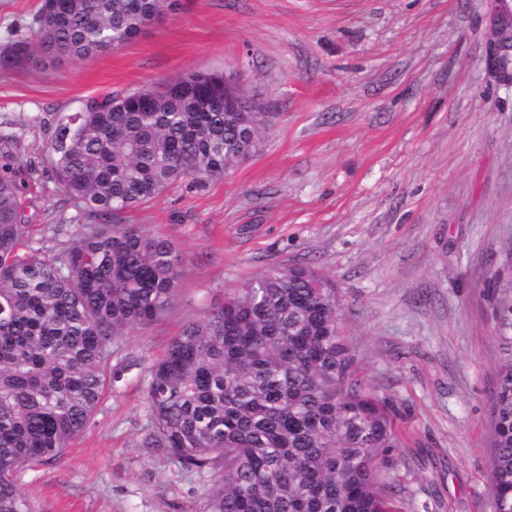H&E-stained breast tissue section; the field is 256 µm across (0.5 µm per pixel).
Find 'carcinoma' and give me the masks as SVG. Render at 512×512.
Returning a JSON list of instances; mask_svg holds the SVG:
<instances>
[{
	"label": "carcinoma",
	"mask_w": 512,
	"mask_h": 512,
	"mask_svg": "<svg viewBox=\"0 0 512 512\" xmlns=\"http://www.w3.org/2000/svg\"><path fill=\"white\" fill-rule=\"evenodd\" d=\"M175 0H42L34 43L0 67L42 56L82 60L127 43ZM207 107L163 83L87 105L59 122L51 167L101 219L52 259L22 252L29 233L20 160L0 148V512H37L20 483L59 458L101 399L112 345L162 315L184 260L167 239L117 215L190 179L239 163L240 113L224 111L223 76ZM502 349L490 401L492 512H512V292L498 302ZM144 444L188 471L212 472L203 512H396L380 460L400 436L362 378L342 332L335 285L304 264L267 271L224 293L150 368Z\"/></svg>",
	"instance_id": "cac0c4a2"
}]
</instances>
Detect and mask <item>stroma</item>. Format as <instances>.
<instances>
[{
	"label": "stroma",
	"instance_id": "1",
	"mask_svg": "<svg viewBox=\"0 0 512 512\" xmlns=\"http://www.w3.org/2000/svg\"><path fill=\"white\" fill-rule=\"evenodd\" d=\"M41 0H0V55ZM493 0H179L87 60L0 69V139L23 165L28 245L53 258L93 216L56 182L58 122L93 99L190 71L240 76L271 113L260 151L121 214L184 257L176 302L133 329L85 430L25 470L41 512H201L210 472L145 448L151 364L225 291L305 263L331 279L343 334L384 399L399 512H491L497 302L512 289V83L483 54Z\"/></svg>",
	"mask_w": 512,
	"mask_h": 512
}]
</instances>
